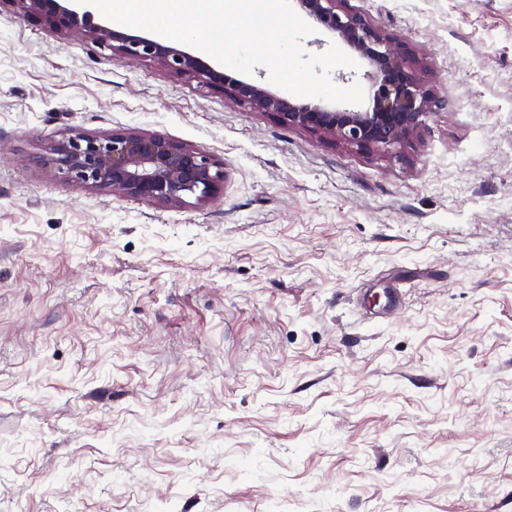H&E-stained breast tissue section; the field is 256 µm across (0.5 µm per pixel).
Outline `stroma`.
<instances>
[{
    "instance_id": "1",
    "label": "stroma",
    "mask_w": 512,
    "mask_h": 512,
    "mask_svg": "<svg viewBox=\"0 0 512 512\" xmlns=\"http://www.w3.org/2000/svg\"><path fill=\"white\" fill-rule=\"evenodd\" d=\"M445 106L360 152L0 5V512H512V0H347ZM223 167L169 207L74 132ZM48 161L72 179L118 196L176 206L210 199L224 180L199 149L156 134L76 132L54 142Z\"/></svg>"
}]
</instances>
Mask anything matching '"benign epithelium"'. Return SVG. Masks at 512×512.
I'll list each match as a JSON object with an SVG mask.
<instances>
[{"instance_id":"benign-epithelium-1","label":"benign epithelium","mask_w":512,"mask_h":512,"mask_svg":"<svg viewBox=\"0 0 512 512\" xmlns=\"http://www.w3.org/2000/svg\"><path fill=\"white\" fill-rule=\"evenodd\" d=\"M18 11L60 31L84 34L118 56L153 60L221 91L238 104L277 116L292 127L359 151L407 145L420 137L441 105L419 73L416 51L396 35L345 7L347 0H296L310 20L368 66L371 102L363 111L303 102L235 78L168 42L94 22L72 0H7ZM48 161L72 179L118 196L176 206L210 199L224 180L218 163L199 149L156 134L76 132L51 145Z\"/></svg>"}]
</instances>
